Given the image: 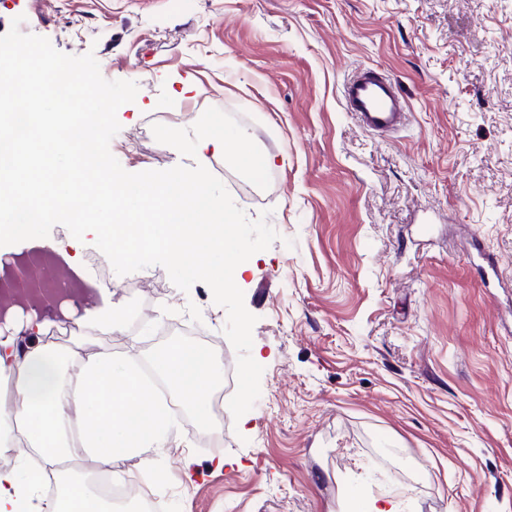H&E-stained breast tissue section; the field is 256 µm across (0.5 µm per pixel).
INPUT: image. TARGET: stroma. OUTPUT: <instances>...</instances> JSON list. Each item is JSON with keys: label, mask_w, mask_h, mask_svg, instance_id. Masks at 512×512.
I'll return each instance as SVG.
<instances>
[{"label": "stroma", "mask_w": 512, "mask_h": 512, "mask_svg": "<svg viewBox=\"0 0 512 512\" xmlns=\"http://www.w3.org/2000/svg\"><path fill=\"white\" fill-rule=\"evenodd\" d=\"M18 16L137 83L110 143L126 171L195 166L152 126L210 107L274 159L262 190L205 152L280 235L237 280L264 401L227 419L220 451L201 445L212 420L183 411L166 453L133 465L137 486L163 512H355L362 496L512 512V0H0V35ZM361 66L405 93L399 132L346 112ZM146 273L150 300L137 274H109L124 330L97 333L98 306L60 345L68 369L92 347L145 362L179 339L236 359L205 283Z\"/></svg>", "instance_id": "stroma-1"}]
</instances>
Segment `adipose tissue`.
<instances>
[{
    "label": "adipose tissue",
    "mask_w": 512,
    "mask_h": 512,
    "mask_svg": "<svg viewBox=\"0 0 512 512\" xmlns=\"http://www.w3.org/2000/svg\"><path fill=\"white\" fill-rule=\"evenodd\" d=\"M45 330L42 322L21 323L0 340V377L15 391L11 407L0 405V427L20 426L26 442L16 466L0 470V512H112L84 477L67 475L63 461L88 459L128 481L124 462H146L169 448L171 400L207 417L210 394L224 378V358L174 344L153 357L147 373L137 360L102 349L70 373L60 350L45 343ZM20 336L26 339L21 348ZM161 382L168 395L158 392ZM49 476L57 486L51 500L41 492Z\"/></svg>",
    "instance_id": "obj_1"
}]
</instances>
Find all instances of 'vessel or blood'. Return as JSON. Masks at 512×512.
Returning <instances> with one entry per match:
<instances>
[{
	"instance_id": "b4317fda",
	"label": "vessel or blood",
	"mask_w": 512,
	"mask_h": 512,
	"mask_svg": "<svg viewBox=\"0 0 512 512\" xmlns=\"http://www.w3.org/2000/svg\"><path fill=\"white\" fill-rule=\"evenodd\" d=\"M344 103L366 130L384 133L403 126L408 104L397 86L371 68L352 74L343 87Z\"/></svg>"
}]
</instances>
